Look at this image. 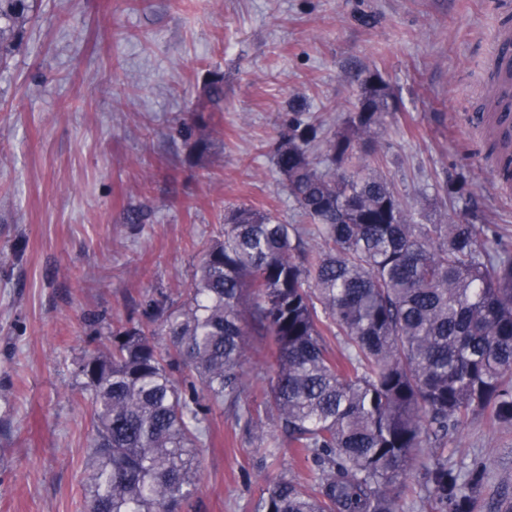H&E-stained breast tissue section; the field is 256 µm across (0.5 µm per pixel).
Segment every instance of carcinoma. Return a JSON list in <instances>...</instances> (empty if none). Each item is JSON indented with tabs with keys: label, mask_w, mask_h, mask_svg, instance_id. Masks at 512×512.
Masks as SVG:
<instances>
[{
	"label": "carcinoma",
	"mask_w": 512,
	"mask_h": 512,
	"mask_svg": "<svg viewBox=\"0 0 512 512\" xmlns=\"http://www.w3.org/2000/svg\"><path fill=\"white\" fill-rule=\"evenodd\" d=\"M34 2L0 0L1 65ZM362 85L342 129L297 112L275 147L304 223L228 211L186 299L147 301L146 322L113 328L107 350L78 363L94 425L87 512H182L212 408L245 391L253 332L271 345L256 407L312 472L310 486L270 481L259 512H398L421 449L443 447L478 412L512 422V247L490 253L485 225L467 220L413 223L372 153L392 91L378 72ZM204 95L220 107L224 77ZM490 153L512 168L507 144ZM425 476L444 512H467L476 478L451 476L441 456Z\"/></svg>",
	"instance_id": "carcinoma-1"
}]
</instances>
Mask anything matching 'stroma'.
Instances as JSON below:
<instances>
[{
	"mask_svg": "<svg viewBox=\"0 0 512 512\" xmlns=\"http://www.w3.org/2000/svg\"><path fill=\"white\" fill-rule=\"evenodd\" d=\"M512 0H37L0 66V512H86L93 423L75 376L148 299L182 300L224 215L300 223L273 162L293 107L339 128L377 71L397 110L374 146L422 224L462 216L512 236L488 156L495 32ZM224 77V109L182 114ZM467 181L472 196L438 190ZM209 415L183 512H256L310 465L277 420ZM265 439H258V432ZM443 454L477 475L469 512L512 505V422L472 416Z\"/></svg>",
	"mask_w": 512,
	"mask_h": 512,
	"instance_id": "35a3bbf8",
	"label": "stroma"
}]
</instances>
